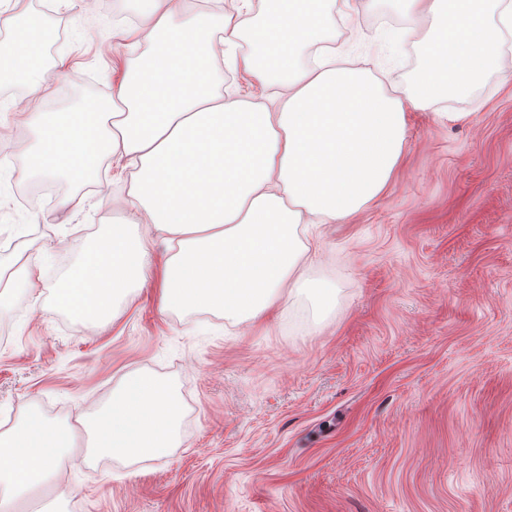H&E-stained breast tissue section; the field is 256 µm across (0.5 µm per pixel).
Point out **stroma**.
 <instances>
[{
    "instance_id": "35a3bbf8",
    "label": "stroma",
    "mask_w": 512,
    "mask_h": 512,
    "mask_svg": "<svg viewBox=\"0 0 512 512\" xmlns=\"http://www.w3.org/2000/svg\"><path fill=\"white\" fill-rule=\"evenodd\" d=\"M26 7L64 30L50 56L71 79L43 89L48 108L108 99L130 58L97 54L108 15L79 0ZM394 20L389 0H351L336 38L388 89L419 63L413 45L391 55L377 40ZM224 84L282 103L229 64ZM405 121L382 198L313 230L306 273L335 286L334 308L285 297L245 328L163 310L157 237L146 281L106 325L55 308L50 289L123 214L91 188L76 214L0 191V232L20 225L45 249L30 288L11 293L20 320L0 322V429L31 407L78 424L129 371L170 380L184 406L168 454L118 462L76 447L18 512H512V55L470 99L406 108Z\"/></svg>"
}]
</instances>
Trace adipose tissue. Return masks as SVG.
I'll return each instance as SVG.
<instances>
[{
    "mask_svg": "<svg viewBox=\"0 0 512 512\" xmlns=\"http://www.w3.org/2000/svg\"><path fill=\"white\" fill-rule=\"evenodd\" d=\"M134 22L112 38L138 53L110 102L42 107L57 77L45 59L46 18L0 7V73L27 88L28 104L0 103V115L25 111L34 141L22 173L72 183L57 205L84 206L111 157L131 177L105 204L126 217L108 225L52 288L54 305L106 324L150 268L148 225L168 251L162 302L172 310L221 314L251 325L282 288L327 309L336 291L305 272L313 262L308 225L354 218L393 180L405 150V109L468 98L512 47V0H392L405 27H385L397 51L414 37L420 64L388 93L369 70L338 60L336 14L349 0H139ZM278 88L277 111L224 90V62ZM182 403L171 383L138 371L123 375L109 403L83 425L91 450L115 459L156 456L179 440ZM72 428L36 411L0 431V512L48 486L75 445Z\"/></svg>",
    "mask_w": 512,
    "mask_h": 512,
    "instance_id": "obj_1",
    "label": "adipose tissue"
}]
</instances>
